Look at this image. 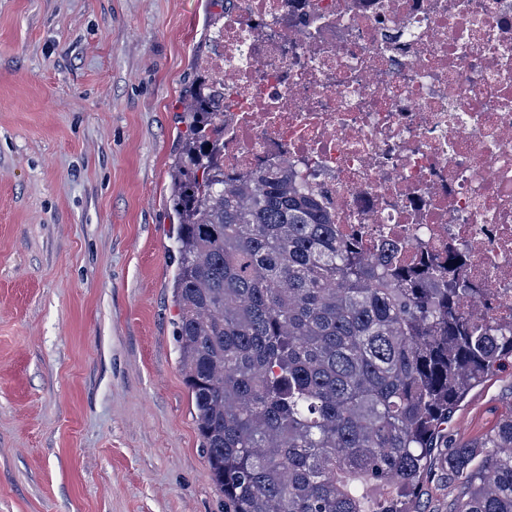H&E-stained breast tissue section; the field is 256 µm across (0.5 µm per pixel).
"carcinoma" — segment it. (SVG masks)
<instances>
[{"mask_svg":"<svg viewBox=\"0 0 512 512\" xmlns=\"http://www.w3.org/2000/svg\"><path fill=\"white\" fill-rule=\"evenodd\" d=\"M172 196L184 383L224 512H407L430 449L453 512H512V407L448 438L476 384L512 369V323L465 279L462 251L375 261L336 233L313 187L278 166L224 171V96L189 90Z\"/></svg>","mask_w":512,"mask_h":512,"instance_id":"carcinoma-1","label":"carcinoma"}]
</instances>
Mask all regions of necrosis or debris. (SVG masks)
Segmentation results:
<instances>
[{
    "instance_id": "1",
    "label": "necrosis or debris",
    "mask_w": 512,
    "mask_h": 512,
    "mask_svg": "<svg viewBox=\"0 0 512 512\" xmlns=\"http://www.w3.org/2000/svg\"><path fill=\"white\" fill-rule=\"evenodd\" d=\"M209 67L226 164L309 180L366 258L462 250L512 320V0H226Z\"/></svg>"
}]
</instances>
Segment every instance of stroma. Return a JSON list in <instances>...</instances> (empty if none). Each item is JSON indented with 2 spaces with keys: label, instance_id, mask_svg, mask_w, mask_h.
<instances>
[{
  "label": "stroma",
  "instance_id": "1",
  "mask_svg": "<svg viewBox=\"0 0 512 512\" xmlns=\"http://www.w3.org/2000/svg\"><path fill=\"white\" fill-rule=\"evenodd\" d=\"M219 11L0 0V512H224L180 370L169 206ZM511 407L496 373L448 434ZM444 454L409 512H450Z\"/></svg>",
  "mask_w": 512,
  "mask_h": 512
}]
</instances>
